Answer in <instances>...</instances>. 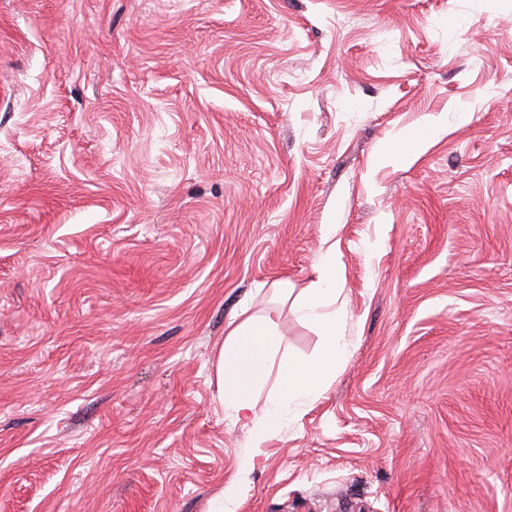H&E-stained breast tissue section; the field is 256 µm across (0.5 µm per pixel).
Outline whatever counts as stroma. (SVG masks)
<instances>
[{"label": "stroma", "mask_w": 512, "mask_h": 512, "mask_svg": "<svg viewBox=\"0 0 512 512\" xmlns=\"http://www.w3.org/2000/svg\"><path fill=\"white\" fill-rule=\"evenodd\" d=\"M331 248L348 356L254 443L227 324L315 357L284 290ZM232 481L234 512H512V0H0V512Z\"/></svg>", "instance_id": "stroma-1"}]
</instances>
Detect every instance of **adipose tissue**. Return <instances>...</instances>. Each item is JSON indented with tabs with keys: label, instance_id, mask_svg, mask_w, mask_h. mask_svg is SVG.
<instances>
[{
	"label": "adipose tissue",
	"instance_id": "adipose-tissue-1",
	"mask_svg": "<svg viewBox=\"0 0 512 512\" xmlns=\"http://www.w3.org/2000/svg\"><path fill=\"white\" fill-rule=\"evenodd\" d=\"M315 280L295 300L300 317L319 332L320 353L302 360L280 356L281 336L268 316L230 321L219 351L217 374L225 379L224 402L236 418L258 422L260 433L278 428L293 406L318 396L348 354L343 320L334 305L341 291L335 251H327L315 266ZM278 367L279 382L264 409L254 395L263 387L271 367Z\"/></svg>",
	"mask_w": 512,
	"mask_h": 512
}]
</instances>
